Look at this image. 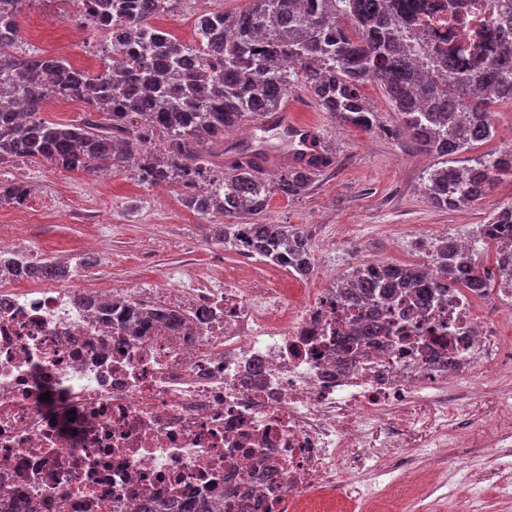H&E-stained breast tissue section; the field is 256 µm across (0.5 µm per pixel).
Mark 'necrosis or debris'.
I'll return each instance as SVG.
<instances>
[{"instance_id":"1","label":"necrosis or debris","mask_w":512,"mask_h":512,"mask_svg":"<svg viewBox=\"0 0 512 512\" xmlns=\"http://www.w3.org/2000/svg\"><path fill=\"white\" fill-rule=\"evenodd\" d=\"M485 0H433L419 24L461 49L487 27ZM212 265L168 287L0 282V512H336L326 489L370 512H464L435 475L409 481L400 449L447 448L446 412L469 378L512 379V286L455 284L350 303L335 272L270 287ZM190 314L131 334L126 308ZM392 474L363 491L354 472Z\"/></svg>"}]
</instances>
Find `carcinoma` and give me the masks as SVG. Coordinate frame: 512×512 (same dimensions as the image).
Wrapping results in <instances>:
<instances>
[{"instance_id":"obj_1","label":"carcinoma","mask_w":512,"mask_h":512,"mask_svg":"<svg viewBox=\"0 0 512 512\" xmlns=\"http://www.w3.org/2000/svg\"><path fill=\"white\" fill-rule=\"evenodd\" d=\"M87 27L108 31L110 54L99 70H78L35 52L0 56V165L45 160L65 170H121L142 159L147 185H181L186 205L202 217L225 218L218 241L242 246L284 269L305 270L309 243L283 224H260L270 198L295 199L313 178L294 165L275 180L244 157L224 167V134L280 110L301 80L319 106L342 124L370 128L377 112L363 86H381L402 128L439 161L424 177L423 192L437 207L456 209L481 199L499 173L512 172V151L464 160L458 154L493 136L488 107L512 100V45L487 31L480 56L468 57L447 39L431 45L410 39L426 0H250L238 13L208 12L196 20L198 40L181 42L150 20L179 0H77ZM25 0H12L0 17V38L21 39ZM85 103L98 119L51 123L38 117L45 100ZM160 139L159 155L145 154ZM26 182L0 181V203H24ZM488 238L512 241V204L481 226ZM426 268L360 266L339 278L346 298L388 297L400 288L427 285L428 297L474 272L476 260L454 237L433 245ZM63 279L67 267L24 256H0V279Z\"/></svg>"}]
</instances>
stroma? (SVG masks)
<instances>
[{
	"label": "stroma",
	"mask_w": 512,
	"mask_h": 512,
	"mask_svg": "<svg viewBox=\"0 0 512 512\" xmlns=\"http://www.w3.org/2000/svg\"><path fill=\"white\" fill-rule=\"evenodd\" d=\"M248 4L184 0L162 15L160 26L191 44L200 13L233 14ZM76 18L72 0H26L19 17L22 38L42 54L98 62L105 39ZM363 92L378 113L369 129L339 125L303 84L286 96L300 118L316 124L320 147L333 163L316 171L302 197H271L264 218L301 231L315 266L345 273L360 259L401 264L435 229L447 228L455 238L474 235L491 213L512 203V173L507 172L470 205L434 206L422 191L433 155L398 133L400 118L380 86L365 84ZM490 110L495 135L471 148L470 156L512 150V103L500 101ZM13 178L26 181L32 192L23 204L0 206V234L25 225L17 251L79 266L80 285L140 281L154 286L186 264L202 269L220 259L232 267L239 260L235 250L213 244L211 224L183 205L178 184H142L137 168L103 175L67 171L42 160L0 165V180ZM460 389L468 394L459 408L466 440L456 448H413L409 454L422 469L447 466V490L464 501L466 512H512V447L497 457L490 452L492 440L512 432V385L496 388L485 400L470 395L469 383Z\"/></svg>",
	"instance_id": "35a3bbf8"
}]
</instances>
